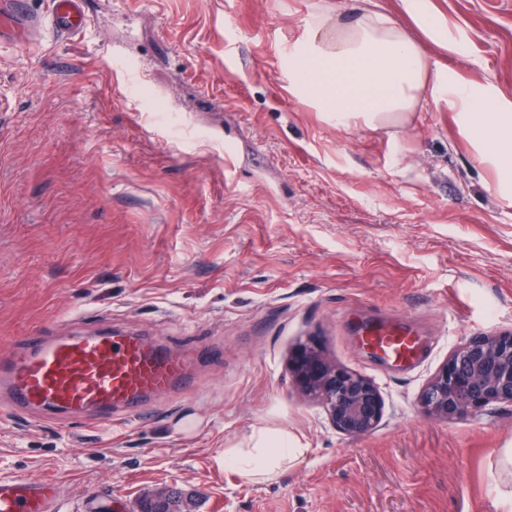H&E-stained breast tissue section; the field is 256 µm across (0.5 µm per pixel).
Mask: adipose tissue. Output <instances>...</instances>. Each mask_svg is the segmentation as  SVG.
<instances>
[{"mask_svg": "<svg viewBox=\"0 0 512 512\" xmlns=\"http://www.w3.org/2000/svg\"><path fill=\"white\" fill-rule=\"evenodd\" d=\"M401 9L422 38L376 10L352 21L329 10L313 16L288 53L289 91L340 129L388 125L431 97L453 112L479 162L494 172L496 192L512 197V99L431 61L424 40H448L432 0H401ZM305 454L286 435L263 431L254 447L226 449L224 465L249 480L272 482Z\"/></svg>", "mask_w": 512, "mask_h": 512, "instance_id": "obj_1", "label": "adipose tissue"}]
</instances>
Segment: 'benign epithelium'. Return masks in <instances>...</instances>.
Here are the masks:
<instances>
[{"label":"benign epithelium","instance_id":"obj_1","mask_svg":"<svg viewBox=\"0 0 512 512\" xmlns=\"http://www.w3.org/2000/svg\"><path fill=\"white\" fill-rule=\"evenodd\" d=\"M294 373L301 391L319 401L343 435L371 434L384 415L379 387L366 375L329 360L310 341L301 346ZM512 406V331L479 333L458 346L418 396L420 411L444 421L478 417Z\"/></svg>","mask_w":512,"mask_h":512}]
</instances>
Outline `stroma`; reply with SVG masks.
<instances>
[{"label": "stroma", "mask_w": 512, "mask_h": 512, "mask_svg": "<svg viewBox=\"0 0 512 512\" xmlns=\"http://www.w3.org/2000/svg\"><path fill=\"white\" fill-rule=\"evenodd\" d=\"M400 0H86L79 37L0 44V350L35 332L115 330L210 349L197 392L141 418L70 423L0 395V480L54 479L63 512H132L163 486L198 512H507L512 407L424 416L418 394L465 338L512 329V200L453 116L336 129L288 90V49L327 5ZM429 57L512 99V0H432ZM415 334L406 364L368 325ZM315 339L380 387L349 438L298 388ZM308 455L275 483L220 462L258 430Z\"/></svg>", "instance_id": "obj_1"}]
</instances>
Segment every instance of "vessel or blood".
I'll return each mask as SVG.
<instances>
[{"label":"vessel or blood","mask_w":512,"mask_h":512,"mask_svg":"<svg viewBox=\"0 0 512 512\" xmlns=\"http://www.w3.org/2000/svg\"><path fill=\"white\" fill-rule=\"evenodd\" d=\"M27 0H0V44H39L45 36L66 38L88 30L84 0H48L45 11L30 13ZM364 341L382 356L412 360L409 329L377 325ZM203 349L187 344L173 350L140 337L105 332L47 337L33 334L16 354L0 353V388L19 409L77 416L95 411L111 423L114 410H138L143 398L193 384L190 373ZM0 512H61L60 487L43 480H0Z\"/></svg>","instance_id":"obj_1"}]
</instances>
